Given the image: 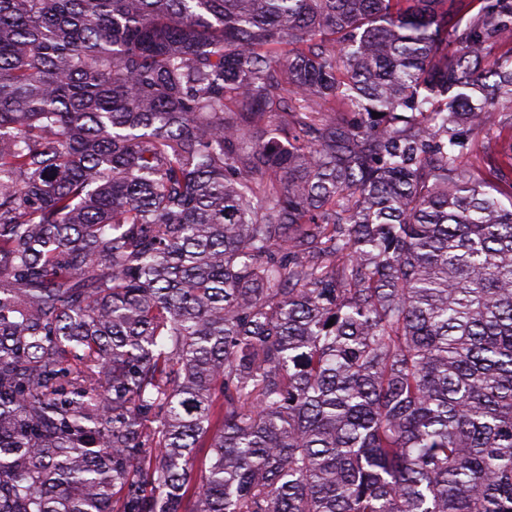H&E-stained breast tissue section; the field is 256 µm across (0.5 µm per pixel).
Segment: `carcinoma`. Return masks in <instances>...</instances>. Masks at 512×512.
Returning a JSON list of instances; mask_svg holds the SVG:
<instances>
[{"label": "carcinoma", "mask_w": 512, "mask_h": 512, "mask_svg": "<svg viewBox=\"0 0 512 512\" xmlns=\"http://www.w3.org/2000/svg\"><path fill=\"white\" fill-rule=\"evenodd\" d=\"M0 512H512V0H0Z\"/></svg>", "instance_id": "1"}]
</instances>
